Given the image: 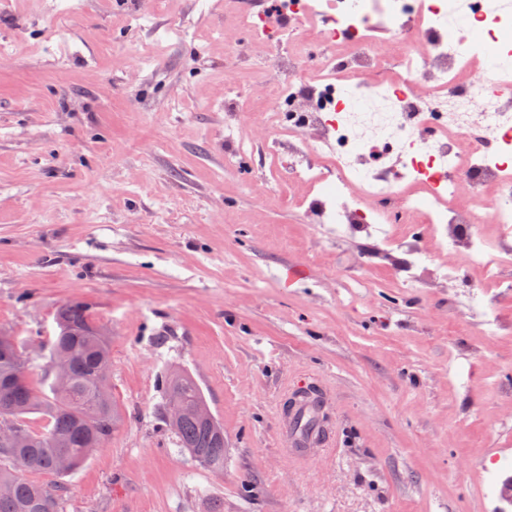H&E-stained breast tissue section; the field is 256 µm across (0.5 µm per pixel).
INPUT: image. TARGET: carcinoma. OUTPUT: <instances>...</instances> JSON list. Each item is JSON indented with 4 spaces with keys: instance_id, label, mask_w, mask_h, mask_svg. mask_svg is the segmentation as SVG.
<instances>
[{
    "instance_id": "obj_1",
    "label": "carcinoma",
    "mask_w": 512,
    "mask_h": 512,
    "mask_svg": "<svg viewBox=\"0 0 512 512\" xmlns=\"http://www.w3.org/2000/svg\"><path fill=\"white\" fill-rule=\"evenodd\" d=\"M56 333L50 339V361L68 364L71 387L60 390L50 375L42 373L50 393L29 381L28 361L12 336H0L13 346V355L0 357V419L17 422L24 441L16 447L0 443V512H60L63 486L44 484L30 473L63 476L59 461L69 458L78 468L90 452L100 447L98 427L114 428L117 415L112 395L101 386L96 367L112 360L111 348L91 310L82 304L66 305L55 316ZM162 418L175 436L178 448L197 452L203 468H224V429L214 419L198 383L185 373H172L163 381ZM41 414L46 425L35 430L28 415Z\"/></svg>"
}]
</instances>
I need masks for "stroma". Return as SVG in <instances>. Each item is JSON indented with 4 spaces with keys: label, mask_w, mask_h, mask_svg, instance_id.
Returning a JSON list of instances; mask_svg holds the SVG:
<instances>
[{
    "label": "stroma",
    "mask_w": 512,
    "mask_h": 512,
    "mask_svg": "<svg viewBox=\"0 0 512 512\" xmlns=\"http://www.w3.org/2000/svg\"><path fill=\"white\" fill-rule=\"evenodd\" d=\"M275 51L239 45L224 0H0V334L38 369L80 302L112 348L120 423L61 477V510L494 512L481 484L512 452V334L479 335L457 302L469 279L404 291L403 250L303 223L293 186L267 192L263 150L248 173L224 163V85H264ZM285 263L307 269L289 288ZM365 272L371 293L350 290ZM174 371L224 427L223 470L160 420ZM317 376L334 446L299 464L277 411Z\"/></svg>",
    "instance_id": "stroma-1"
}]
</instances>
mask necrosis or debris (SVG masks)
Masks as SVG:
<instances>
[{"label":"necrosis or debris","instance_id":"4bbe7bcc","mask_svg":"<svg viewBox=\"0 0 512 512\" xmlns=\"http://www.w3.org/2000/svg\"><path fill=\"white\" fill-rule=\"evenodd\" d=\"M511 25L503 0H267L261 14L238 11L241 39L276 43L320 29L331 46L299 43L276 63L271 111L225 126V161L245 167L254 144L240 128L264 129L267 155H288L268 189L306 184L298 209L336 239L392 246L424 224L448 259L415 249L402 287L478 271L460 303L480 335H498L512 326L498 302L512 293L503 275L512 265V100L497 91L512 83V57L499 56L485 78L471 35L494 43ZM371 71L379 78L369 86Z\"/></svg>","mask_w":512,"mask_h":512}]
</instances>
